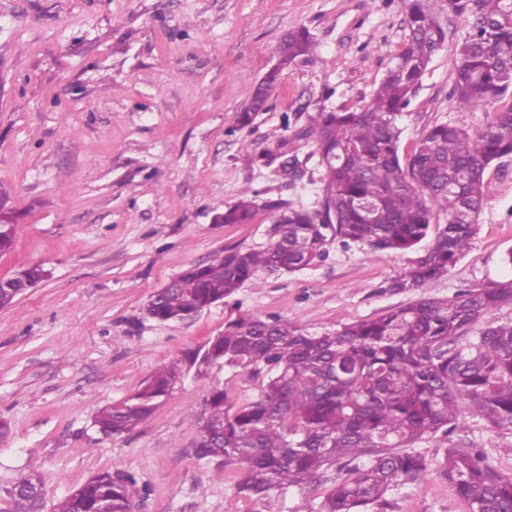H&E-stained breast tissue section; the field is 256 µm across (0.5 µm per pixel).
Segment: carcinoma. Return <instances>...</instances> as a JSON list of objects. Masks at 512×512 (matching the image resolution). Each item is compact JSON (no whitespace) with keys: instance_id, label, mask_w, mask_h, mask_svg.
I'll return each mask as SVG.
<instances>
[{"instance_id":"carcinoma-1","label":"carcinoma","mask_w":512,"mask_h":512,"mask_svg":"<svg viewBox=\"0 0 512 512\" xmlns=\"http://www.w3.org/2000/svg\"><path fill=\"white\" fill-rule=\"evenodd\" d=\"M454 13L471 20L459 50L453 95L464 109L491 104L512 91V0H456ZM408 38L370 101L358 108H321L303 137L323 170L318 208H288L262 251L228 250L193 265L153 294L150 314L184 321L196 309L236 293L258 272L291 273L311 266L333 239L369 252L399 253L428 236L425 255L395 280L397 291L441 279L464 254L482 210L490 166L512 156V108L494 113L477 135L436 124L422 135L405 166L399 157L398 117L411 104L445 34L424 0H408ZM314 47L310 33L288 32L279 65L266 73L239 125L265 109L281 71ZM256 203L226 207L225 224H248ZM444 217V223L434 219ZM18 225L0 221V252L11 248ZM47 277L40 264L0 284V309ZM512 305V280L475 285L452 298L421 296L377 316L320 334L302 333L281 318L240 316L212 337L201 356L208 366L266 374L257 399L233 408L222 389L191 415L198 428L224 426L196 455L242 464L237 493L277 512L274 492L330 483L313 512H367L409 482L436 473L469 512H512V478L484 463L478 450L451 445L434 471L415 445L448 437L462 418L512 428V320L476 327L492 310ZM180 377L176 364L154 372L124 400L95 415L109 436H121L154 413ZM336 470V477L328 472ZM136 480L103 472L70 491L55 512H132ZM12 512L36 502L10 491Z\"/></svg>"}]
</instances>
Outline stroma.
I'll list each match as a JSON object with an SVG mask.
<instances>
[{
    "label": "stroma",
    "instance_id": "obj_1",
    "mask_svg": "<svg viewBox=\"0 0 512 512\" xmlns=\"http://www.w3.org/2000/svg\"><path fill=\"white\" fill-rule=\"evenodd\" d=\"M445 41L399 124L401 160L428 128L477 134L506 97L460 108L455 64L469 30L444 0H428ZM403 0H0V208L19 226L0 253V279L29 264L49 277L0 309V512L9 492L38 474L54 507L110 471L135 477V512H263L235 491L238 469L195 455L188 414L213 386L233 404L260 381L237 370L192 367L189 356L251 315L280 317L304 333L370 319L417 296L450 298L475 284L512 279V157L485 175V203L465 254L447 275L393 289L426 245L380 257L332 241L311 267L258 274L223 302L184 322L146 312L150 296L194 264L230 249L262 250L283 207L315 209L322 170L302 132L318 109L370 101L407 40ZM316 48L284 69L265 111L237 114L278 61L288 31ZM296 156L294 179L262 156ZM248 198V224L216 215ZM185 369L158 409L109 437L98 408L135 392L161 366ZM462 439L512 476V429L466 418ZM382 512H468L436 475L404 485Z\"/></svg>",
    "mask_w": 512,
    "mask_h": 512
}]
</instances>
